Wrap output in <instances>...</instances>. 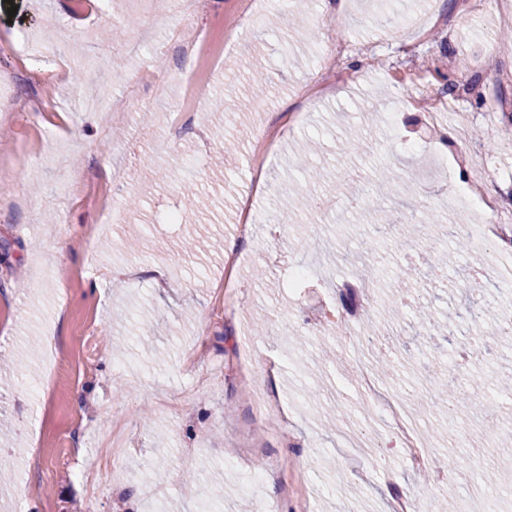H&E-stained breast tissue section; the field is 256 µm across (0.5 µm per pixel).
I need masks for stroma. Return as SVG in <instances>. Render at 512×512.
Instances as JSON below:
<instances>
[{
	"label": "stroma",
	"mask_w": 512,
	"mask_h": 512,
	"mask_svg": "<svg viewBox=\"0 0 512 512\" xmlns=\"http://www.w3.org/2000/svg\"><path fill=\"white\" fill-rule=\"evenodd\" d=\"M251 0H0V148L29 144L38 177L0 176V512H238L241 501L276 512H391L413 496L421 512H487L484 488L512 512V254L479 242L471 215L466 251L448 234L458 178L470 200L494 191L512 211V40L489 0H289L279 24L270 9L237 29ZM15 15H8L10 5ZM117 28L118 40L101 37ZM209 30L227 49L210 69L212 101L171 134L165 118L191 61L173 33ZM343 45L340 81L322 54ZM457 49L468 65L449 67ZM496 57L498 69L486 67ZM67 60L72 76L53 112L14 108L31 96L27 77ZM472 125L478 178L459 170L456 148L410 97ZM361 129L367 148L347 151ZM234 142L238 150L226 155ZM320 169L324 179L311 183ZM84 171L92 194L65 196ZM363 188L350 209L341 186ZM205 203L191 222L165 223L184 208L182 187ZM109 189L136 212L123 222L93 197ZM337 198L335 210L297 209L292 198ZM260 222L238 231L241 202ZM438 223L425 221L428 213ZM67 254H60V244ZM452 254L448 278L430 264ZM240 258L225 278L228 255ZM235 306L227 308L225 293ZM335 310L370 336L390 367L380 381L408 400L422 436L450 466L426 481L362 394L346 339L321 332ZM485 349L463 358L464 329ZM54 333L59 368L49 377L41 341ZM477 398L443 408L462 385ZM469 444L454 447L458 423ZM122 434L120 470L103 469L91 499L78 479L95 450ZM283 461L264 482L247 475ZM194 473V489L183 478Z\"/></svg>",
	"instance_id": "1"
}]
</instances>
